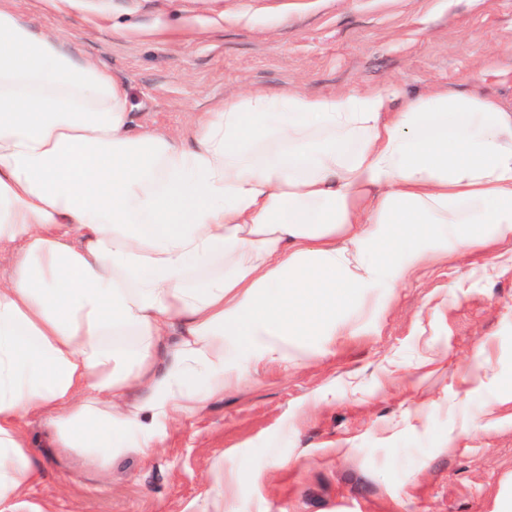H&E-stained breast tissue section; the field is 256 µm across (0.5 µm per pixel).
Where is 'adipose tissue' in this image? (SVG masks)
I'll return each mask as SVG.
<instances>
[{
	"mask_svg": "<svg viewBox=\"0 0 512 512\" xmlns=\"http://www.w3.org/2000/svg\"><path fill=\"white\" fill-rule=\"evenodd\" d=\"M398 97L242 96L188 148L0 5V512L37 479L21 420L101 469L148 453L380 280L512 240V107Z\"/></svg>",
	"mask_w": 512,
	"mask_h": 512,
	"instance_id": "1",
	"label": "adipose tissue"
}]
</instances>
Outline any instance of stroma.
Masks as SVG:
<instances>
[{
  "instance_id": "1",
  "label": "stroma",
  "mask_w": 512,
  "mask_h": 512,
  "mask_svg": "<svg viewBox=\"0 0 512 512\" xmlns=\"http://www.w3.org/2000/svg\"><path fill=\"white\" fill-rule=\"evenodd\" d=\"M7 3L123 83L133 129L187 142L195 114L252 92L395 84L512 104V0ZM349 330L104 471L28 419L38 479L21 512H499L512 498V242L380 281Z\"/></svg>"
}]
</instances>
